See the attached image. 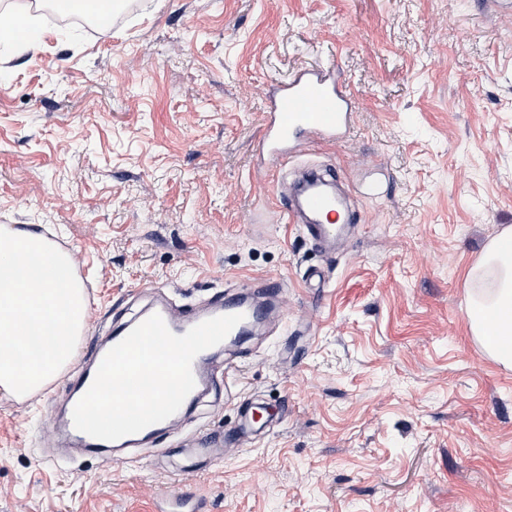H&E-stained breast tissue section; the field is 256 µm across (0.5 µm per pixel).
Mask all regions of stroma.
<instances>
[{"label":"stroma","instance_id":"stroma-1","mask_svg":"<svg viewBox=\"0 0 512 512\" xmlns=\"http://www.w3.org/2000/svg\"><path fill=\"white\" fill-rule=\"evenodd\" d=\"M0 64V224L84 256L102 349L160 300L281 282L232 394L105 457L71 440L68 365L0 389V512H512V369L475 342L466 270L512 225V16L477 0H141L108 26L44 6ZM334 64L344 137L266 169L275 85ZM330 168L350 222L320 249L284 208ZM258 431L219 456L200 430Z\"/></svg>","mask_w":512,"mask_h":512}]
</instances>
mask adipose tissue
Returning a JSON list of instances; mask_svg holds the SVG:
<instances>
[{"mask_svg":"<svg viewBox=\"0 0 512 512\" xmlns=\"http://www.w3.org/2000/svg\"><path fill=\"white\" fill-rule=\"evenodd\" d=\"M464 286L470 297L467 320L473 338L487 355L512 368V226L485 246Z\"/></svg>","mask_w":512,"mask_h":512,"instance_id":"obj_1","label":"adipose tissue"}]
</instances>
